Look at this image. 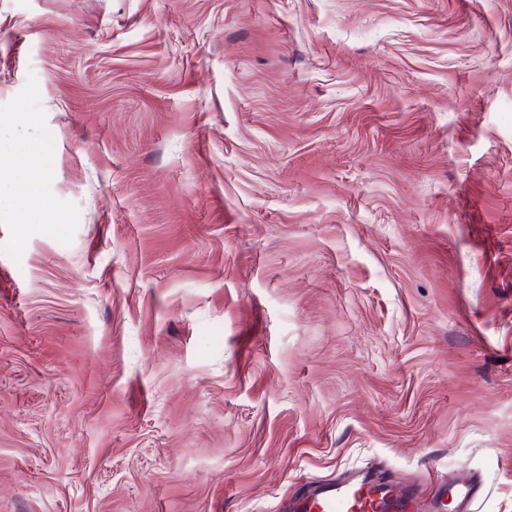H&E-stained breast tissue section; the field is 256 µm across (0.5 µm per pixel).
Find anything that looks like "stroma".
Masks as SVG:
<instances>
[{"label":"stroma","mask_w":512,"mask_h":512,"mask_svg":"<svg viewBox=\"0 0 512 512\" xmlns=\"http://www.w3.org/2000/svg\"><path fill=\"white\" fill-rule=\"evenodd\" d=\"M367 468L512 512V0H0V512Z\"/></svg>","instance_id":"obj_1"}]
</instances>
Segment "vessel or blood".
Returning a JSON list of instances; mask_svg holds the SVG:
<instances>
[{"label":"vessel or blood","mask_w":512,"mask_h":512,"mask_svg":"<svg viewBox=\"0 0 512 512\" xmlns=\"http://www.w3.org/2000/svg\"><path fill=\"white\" fill-rule=\"evenodd\" d=\"M478 490L475 476H459L439 485L426 503L413 488L362 470L344 479L308 484L291 512H446L449 500L471 503Z\"/></svg>","instance_id":"1"}]
</instances>
